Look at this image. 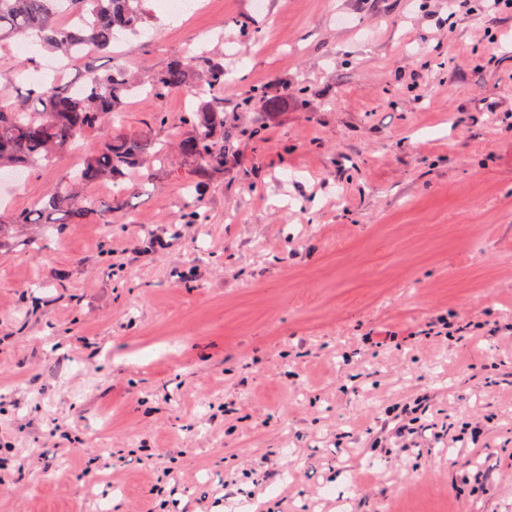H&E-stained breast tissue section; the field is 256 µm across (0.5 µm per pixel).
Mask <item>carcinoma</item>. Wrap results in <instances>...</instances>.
I'll use <instances>...</instances> for the list:
<instances>
[{
	"label": "carcinoma",
	"instance_id": "obj_1",
	"mask_svg": "<svg viewBox=\"0 0 512 512\" xmlns=\"http://www.w3.org/2000/svg\"><path fill=\"white\" fill-rule=\"evenodd\" d=\"M146 0H0V42L5 35L23 36L55 52L58 58L76 61L91 53H113L112 42L137 34L149 21ZM61 16H76L78 24H60ZM41 64L29 59L7 74H0V177H30L46 164L71 152L87 129L100 132L99 147L66 169L63 190L49 189L39 208L42 218L27 211L0 219V250L15 240L16 229L39 224L43 233L64 234L70 224H110L112 214L126 210L127 178L140 177L144 191L156 186L161 173L170 168L169 118L154 113L146 131L130 137L114 126L129 95L144 92L164 99L175 92L190 98L182 114L185 132L177 145V162L186 166L204 184L224 183L231 166L230 136L224 131V55L205 50L197 55L168 61L157 71L137 81L118 61L112 68L90 70L82 83L72 85L59 76L51 81L33 79L29 72ZM295 106L307 105L303 85H283L275 95L252 88L241 106L254 104L269 113L283 110L288 96ZM112 185L109 200L80 195V189L97 183ZM178 219L183 224H206L208 214L201 188L191 185L181 202Z\"/></svg>",
	"mask_w": 512,
	"mask_h": 512
}]
</instances>
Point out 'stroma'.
Masks as SVG:
<instances>
[{"label":"stroma","mask_w":512,"mask_h":512,"mask_svg":"<svg viewBox=\"0 0 512 512\" xmlns=\"http://www.w3.org/2000/svg\"><path fill=\"white\" fill-rule=\"evenodd\" d=\"M149 6L118 48L131 73L206 37L225 110L286 83L308 105L235 113L259 135L232 138L205 196L203 257L178 220L183 168L155 195L129 179L111 228L33 224L0 252V512H512V336L410 337L449 309L512 322V132L488 118L512 92V10L452 34L438 0H207L182 21ZM184 106L133 96L124 130L163 111L180 136ZM62 168L13 208L38 209ZM383 328L397 340L363 346ZM416 398L417 447H376ZM149 448L171 454L129 456ZM267 455L271 477L225 496Z\"/></svg>","instance_id":"1"}]
</instances>
